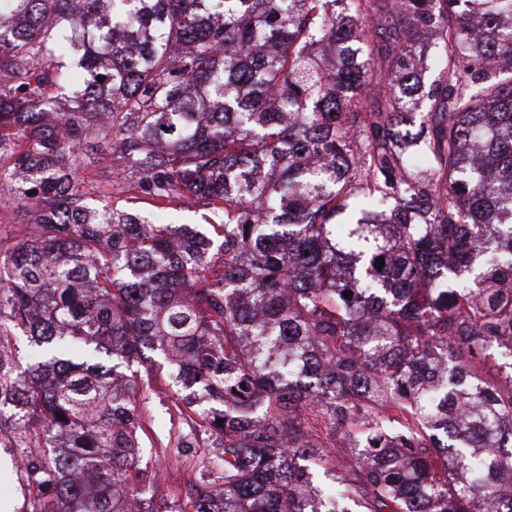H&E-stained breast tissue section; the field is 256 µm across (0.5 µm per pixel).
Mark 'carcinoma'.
I'll return each mask as SVG.
<instances>
[{
    "label": "carcinoma",
    "mask_w": 512,
    "mask_h": 512,
    "mask_svg": "<svg viewBox=\"0 0 512 512\" xmlns=\"http://www.w3.org/2000/svg\"><path fill=\"white\" fill-rule=\"evenodd\" d=\"M95 135L222 220L91 204ZM4 155L34 229L0 262V433L32 512H155L168 390L204 452L167 512H512V0H0ZM415 47L417 49L415 64L421 74V79L424 83H429L438 72L436 65L433 64L434 48L430 44L429 36L425 33H420L416 37Z\"/></svg>",
    "instance_id": "1"
}]
</instances>
